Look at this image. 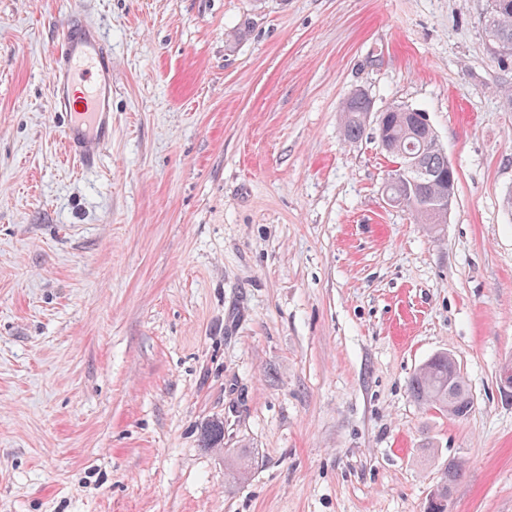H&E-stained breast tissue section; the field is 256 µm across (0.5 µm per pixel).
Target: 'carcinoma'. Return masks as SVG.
I'll list each match as a JSON object with an SVG mask.
<instances>
[{
	"instance_id": "obj_1",
	"label": "carcinoma",
	"mask_w": 512,
	"mask_h": 512,
	"mask_svg": "<svg viewBox=\"0 0 512 512\" xmlns=\"http://www.w3.org/2000/svg\"><path fill=\"white\" fill-rule=\"evenodd\" d=\"M483 32L488 52L498 59L512 57V0L485 14ZM368 101L352 99L342 107V131L345 140L355 142L362 138L366 123ZM406 107L385 113V121L377 129V135L385 137L400 150L413 155V161L421 170L440 178L448 176V155L432 143L430 130L404 115ZM452 362L445 352L433 355L411 378L409 390L416 402L433 406L454 418L466 417L472 408L470 390L460 374L451 373ZM463 475V465L457 460L448 462V470L437 485L428 512H447L448 498Z\"/></svg>"
}]
</instances>
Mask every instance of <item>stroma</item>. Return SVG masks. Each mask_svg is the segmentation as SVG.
Instances as JSON below:
<instances>
[{"instance_id": "1", "label": "stroma", "mask_w": 512, "mask_h": 512, "mask_svg": "<svg viewBox=\"0 0 512 512\" xmlns=\"http://www.w3.org/2000/svg\"><path fill=\"white\" fill-rule=\"evenodd\" d=\"M488 0H0V512H512V59ZM112 141L69 160V16ZM426 112L446 224L382 193L341 107ZM466 418L419 405L432 355ZM224 424L216 448L202 443ZM504 1L505 5L487 12L483 20L487 50L498 59L512 57V0ZM52 85L54 108L71 115L62 130L69 152L81 164L96 165L112 139V54L91 23L73 25L55 52ZM79 86L81 107L71 97ZM448 356L441 352L429 358L411 378L409 390L416 402L433 406L448 416L464 418L472 408V396L462 373H451V365L454 371L460 366ZM463 475V465L457 460L448 462V470L439 485H437L429 502L432 507L428 512H447L448 498L451 491L458 480Z\"/></svg>"}]
</instances>
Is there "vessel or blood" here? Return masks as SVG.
Wrapping results in <instances>:
<instances>
[{"mask_svg": "<svg viewBox=\"0 0 512 512\" xmlns=\"http://www.w3.org/2000/svg\"><path fill=\"white\" fill-rule=\"evenodd\" d=\"M53 106L69 113L62 130L69 152L96 165L112 139V54L96 28L80 22L55 53Z\"/></svg>", "mask_w": 512, "mask_h": 512, "instance_id": "vessel-or-blood-1", "label": "vessel or blood"}]
</instances>
